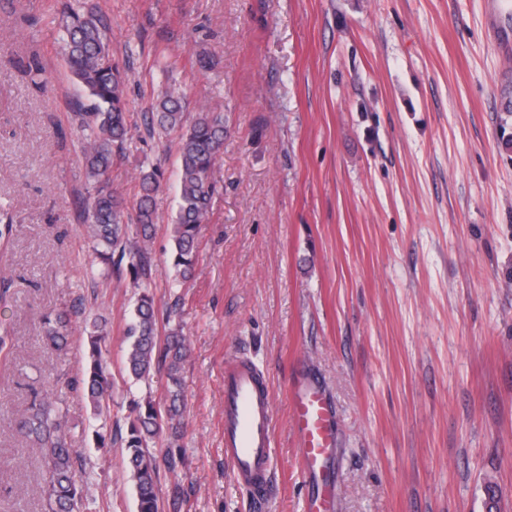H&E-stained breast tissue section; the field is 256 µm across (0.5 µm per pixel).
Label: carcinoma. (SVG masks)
<instances>
[{
	"mask_svg": "<svg viewBox=\"0 0 512 512\" xmlns=\"http://www.w3.org/2000/svg\"><path fill=\"white\" fill-rule=\"evenodd\" d=\"M61 39L70 71L82 89L75 113L83 132L82 159L91 192L84 208V230L92 244L94 260L108 267L127 262V272L141 288L127 329L125 370L134 383L146 382L153 371L164 368L167 393L159 405L151 399L134 403L126 433L120 436L125 461L133 481L137 512H161L160 464L150 452L163 432L169 440L181 433L183 419L182 375L187 357L181 328L169 330L165 340L157 331L155 297L151 291L153 257L149 247L157 220L158 169L139 176L136 223L125 222V199L107 177L114 150L122 148L132 130L125 85L112 59L108 24L104 17L84 14L71 0H61ZM144 130L151 138L178 139L179 199L171 225L170 264L175 280L194 276L199 236L215 193L211 179L217 156L224 151V113L186 112L180 93L169 88L144 115ZM77 312L54 310L43 316L42 338L47 349L60 354L70 342ZM87 347L81 385L92 414L110 413L112 373L103 350L107 320L94 314L85 319ZM20 432L40 448L44 460V512H85L84 483L76 479V450L65 431V421L54 390L33 399L16 421Z\"/></svg>",
	"mask_w": 512,
	"mask_h": 512,
	"instance_id": "carcinoma-1",
	"label": "carcinoma"
}]
</instances>
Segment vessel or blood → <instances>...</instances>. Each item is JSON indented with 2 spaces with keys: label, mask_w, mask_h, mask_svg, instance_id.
Listing matches in <instances>:
<instances>
[{
  "label": "vessel or blood",
  "mask_w": 512,
  "mask_h": 512,
  "mask_svg": "<svg viewBox=\"0 0 512 512\" xmlns=\"http://www.w3.org/2000/svg\"><path fill=\"white\" fill-rule=\"evenodd\" d=\"M289 403L302 475L310 487L306 512H331L336 410L321 387L300 375L290 382ZM224 456L240 486L257 497L267 495L273 460L272 397L256 367L240 361L224 369Z\"/></svg>",
  "instance_id": "obj_1"
}]
</instances>
